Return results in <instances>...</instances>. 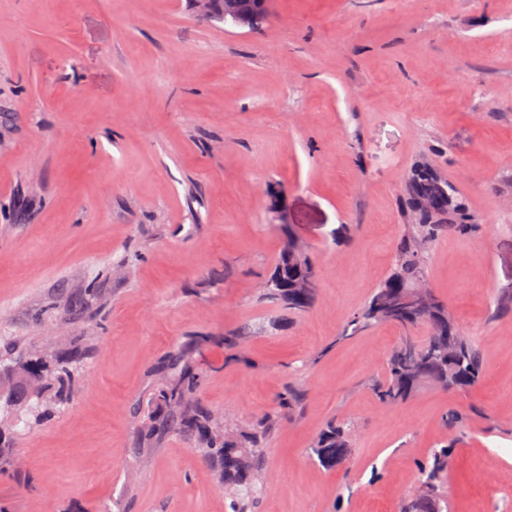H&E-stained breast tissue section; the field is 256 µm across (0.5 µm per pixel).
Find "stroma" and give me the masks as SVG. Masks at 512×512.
Segmentation results:
<instances>
[{
  "label": "stroma",
  "mask_w": 512,
  "mask_h": 512,
  "mask_svg": "<svg viewBox=\"0 0 512 512\" xmlns=\"http://www.w3.org/2000/svg\"><path fill=\"white\" fill-rule=\"evenodd\" d=\"M271 9L249 30L195 0H0V337L86 348L0 469V512H229L193 436L146 433L197 337L201 405L273 421L256 512H400L446 445L451 512H512V0ZM426 161L476 223L425 277L484 373L387 405V353L423 327L339 334L390 275ZM290 237L317 271L297 313L258 294ZM331 418L355 425L335 469L307 453Z\"/></svg>",
  "instance_id": "obj_1"
}]
</instances>
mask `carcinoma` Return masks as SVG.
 <instances>
[{
  "instance_id": "obj_1",
  "label": "carcinoma",
  "mask_w": 512,
  "mask_h": 512,
  "mask_svg": "<svg viewBox=\"0 0 512 512\" xmlns=\"http://www.w3.org/2000/svg\"><path fill=\"white\" fill-rule=\"evenodd\" d=\"M448 183L439 180L427 166L414 170L407 182L406 208L414 224L399 242L393 273L371 296L367 305L343 326L338 339H349L373 324L389 323L402 327L423 325L427 335L419 340L407 337L393 347L388 360V377L376 385L379 399L389 405L404 401L425 383L442 387L465 388L482 376L483 361L479 350L463 336L440 300H433L430 316H409L402 320L387 317L375 306L380 293L392 288H406L424 279L423 257L429 246L442 234L468 229L472 217L465 204L448 192ZM315 268L305 249L287 242L264 286L263 295L293 312L309 307L316 294ZM195 347L185 344L180 351L183 362L179 378L166 383L157 395V409L150 433L190 431L198 439L207 460L216 469L219 483L232 499V512H247L262 493L258 470L263 462L266 423L251 432L226 428L224 418L197 402L194 393L199 377L194 369ZM452 356H446V353ZM84 351L48 354L32 347L12 346L6 371L0 372L14 399L0 402V464H9L15 432L8 419L24 411L27 428L41 425L60 401L55 388L71 380L80 366ZM353 425L330 420L309 448L310 454L326 468L348 456ZM448 447L432 455V463L420 468L418 482L424 485L438 512L447 508L442 476L448 471Z\"/></svg>"
}]
</instances>
